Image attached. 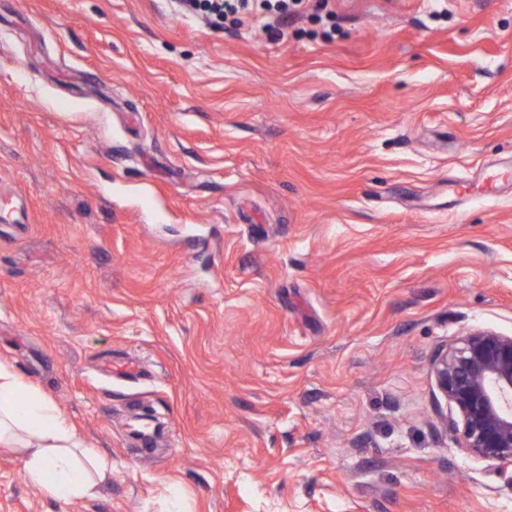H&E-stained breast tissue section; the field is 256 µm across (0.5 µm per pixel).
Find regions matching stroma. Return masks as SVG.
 Listing matches in <instances>:
<instances>
[{
    "label": "stroma",
    "mask_w": 512,
    "mask_h": 512,
    "mask_svg": "<svg viewBox=\"0 0 512 512\" xmlns=\"http://www.w3.org/2000/svg\"><path fill=\"white\" fill-rule=\"evenodd\" d=\"M329 8L0 0V361L112 462L0 512H512L431 370L512 334V0ZM328 0H178L179 11L185 17H202L212 26L222 28L224 19L245 9L249 2L260 6L280 17L283 25L294 23L301 14L324 9Z\"/></svg>",
    "instance_id": "35a3bbf8"
}]
</instances>
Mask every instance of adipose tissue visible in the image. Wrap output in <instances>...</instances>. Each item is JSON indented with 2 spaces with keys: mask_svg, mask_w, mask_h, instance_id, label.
<instances>
[{
  "mask_svg": "<svg viewBox=\"0 0 512 512\" xmlns=\"http://www.w3.org/2000/svg\"><path fill=\"white\" fill-rule=\"evenodd\" d=\"M0 444L19 449L24 479L56 501L95 497L110 469L95 449L84 446L53 399L4 362Z\"/></svg>",
  "mask_w": 512,
  "mask_h": 512,
  "instance_id": "obj_1",
  "label": "adipose tissue"
}]
</instances>
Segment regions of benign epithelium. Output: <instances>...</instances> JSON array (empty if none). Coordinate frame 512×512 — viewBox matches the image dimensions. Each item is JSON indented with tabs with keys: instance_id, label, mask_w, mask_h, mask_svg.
<instances>
[{
	"instance_id": "1",
	"label": "benign epithelium",
	"mask_w": 512,
	"mask_h": 512,
	"mask_svg": "<svg viewBox=\"0 0 512 512\" xmlns=\"http://www.w3.org/2000/svg\"><path fill=\"white\" fill-rule=\"evenodd\" d=\"M432 372L459 420L460 447L478 459L512 465V334L471 332L438 350Z\"/></svg>"
}]
</instances>
